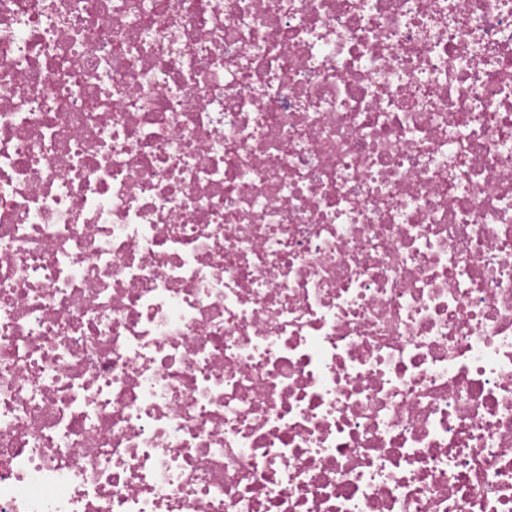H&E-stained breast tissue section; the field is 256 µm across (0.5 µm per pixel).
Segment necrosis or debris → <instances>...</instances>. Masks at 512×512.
Here are the masks:
<instances>
[{"instance_id": "necrosis-or-debris-1", "label": "necrosis or debris", "mask_w": 512, "mask_h": 512, "mask_svg": "<svg viewBox=\"0 0 512 512\" xmlns=\"http://www.w3.org/2000/svg\"><path fill=\"white\" fill-rule=\"evenodd\" d=\"M0 512H512V0H0Z\"/></svg>"}]
</instances>
